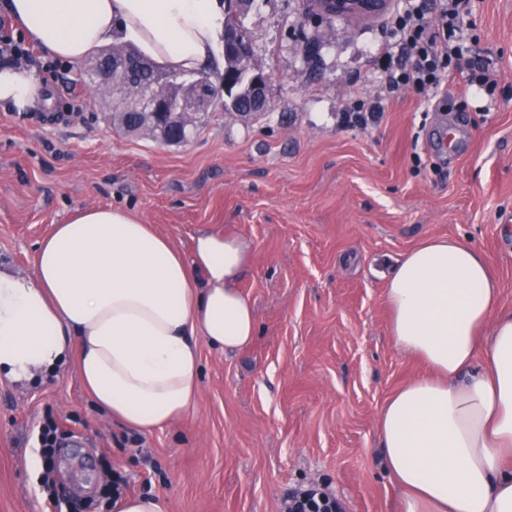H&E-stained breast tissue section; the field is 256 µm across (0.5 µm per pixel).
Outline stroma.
Wrapping results in <instances>:
<instances>
[{
  "label": "stroma",
  "mask_w": 512,
  "mask_h": 512,
  "mask_svg": "<svg viewBox=\"0 0 512 512\" xmlns=\"http://www.w3.org/2000/svg\"><path fill=\"white\" fill-rule=\"evenodd\" d=\"M307 7L257 0L245 25L269 109L206 112L184 144L115 129L111 98L79 65L38 71L49 108L0 104L1 267L32 273L54 225L118 207L184 252L202 229L251 241L239 288L257 319L243 351L201 346L191 413L151 433L101 413L75 364L26 387L0 382V512H81L86 497L91 512H112L100 490L115 471L125 493L165 497L170 512H279L310 483L347 512H403L378 418L427 368L389 335L386 276L421 242L458 238L483 253L512 307V0H473L452 108L407 93L365 130L340 115L352 95L380 93L385 17L317 23ZM477 63L497 74L493 93L469 86ZM446 131L454 150L436 155ZM49 419L63 445L59 502L34 479Z\"/></svg>",
  "instance_id": "1"
}]
</instances>
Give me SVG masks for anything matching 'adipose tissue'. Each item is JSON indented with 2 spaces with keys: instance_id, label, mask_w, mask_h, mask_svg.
<instances>
[{
  "instance_id": "adipose-tissue-1",
  "label": "adipose tissue",
  "mask_w": 512,
  "mask_h": 512,
  "mask_svg": "<svg viewBox=\"0 0 512 512\" xmlns=\"http://www.w3.org/2000/svg\"><path fill=\"white\" fill-rule=\"evenodd\" d=\"M48 55L78 64L123 38L169 68L216 55L222 0H8ZM0 102L52 104L35 73L0 66ZM249 241L207 230L190 254L114 207L73 212L34 257L0 269V381L27 384L76 357L95 406L151 432L186 415L200 387V343L249 346L256 315L238 282ZM389 331L428 374L384 406L379 433L406 512H512V309L484 255L433 238L387 276Z\"/></svg>"
}]
</instances>
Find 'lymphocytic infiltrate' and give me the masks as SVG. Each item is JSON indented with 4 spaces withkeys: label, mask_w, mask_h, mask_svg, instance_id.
I'll list each match as a JSON object with an SVG mask.
<instances>
[{
    "label": "lymphocytic infiltrate",
    "mask_w": 512,
    "mask_h": 512,
    "mask_svg": "<svg viewBox=\"0 0 512 512\" xmlns=\"http://www.w3.org/2000/svg\"><path fill=\"white\" fill-rule=\"evenodd\" d=\"M469 3L436 0L429 10L420 0H397L388 28L406 60L384 71L383 83L390 95L410 88L426 99L442 92L463 55Z\"/></svg>",
    "instance_id": "lymphocytic-infiltrate-1"
}]
</instances>
